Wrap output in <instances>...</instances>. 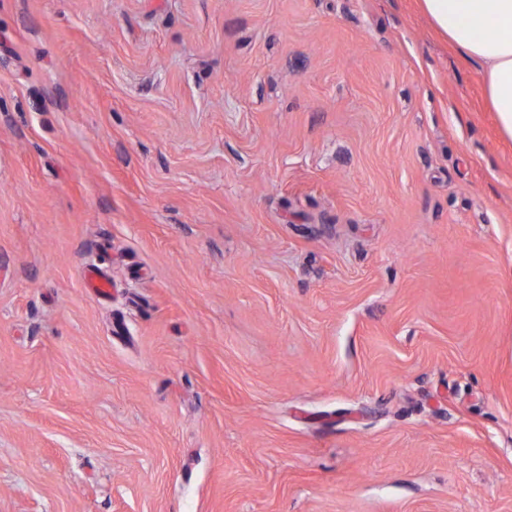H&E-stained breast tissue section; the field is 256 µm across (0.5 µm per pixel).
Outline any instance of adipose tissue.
<instances>
[{"instance_id": "ef3b65f1", "label": "adipose tissue", "mask_w": 512, "mask_h": 512, "mask_svg": "<svg viewBox=\"0 0 512 512\" xmlns=\"http://www.w3.org/2000/svg\"><path fill=\"white\" fill-rule=\"evenodd\" d=\"M434 24L484 78L486 98L512 138V0H422Z\"/></svg>"}]
</instances>
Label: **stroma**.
I'll list each match as a JSON object with an SVG mask.
<instances>
[{"label":"stroma","instance_id":"35a3bbf8","mask_svg":"<svg viewBox=\"0 0 512 512\" xmlns=\"http://www.w3.org/2000/svg\"><path fill=\"white\" fill-rule=\"evenodd\" d=\"M0 512H512V141L418 0H0ZM84 288L98 298L108 296L112 289L111 281L96 269H86L83 273Z\"/></svg>","mask_w":512,"mask_h":512}]
</instances>
